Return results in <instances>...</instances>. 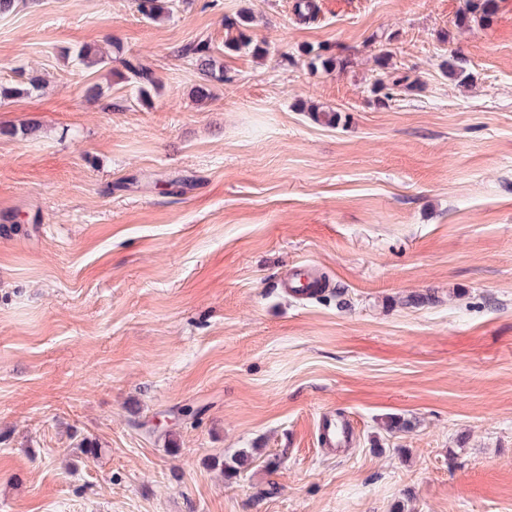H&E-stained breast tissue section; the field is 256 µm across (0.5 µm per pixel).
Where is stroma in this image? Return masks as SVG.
<instances>
[{
    "instance_id": "35a3bbf8",
    "label": "stroma",
    "mask_w": 512,
    "mask_h": 512,
    "mask_svg": "<svg viewBox=\"0 0 512 512\" xmlns=\"http://www.w3.org/2000/svg\"><path fill=\"white\" fill-rule=\"evenodd\" d=\"M296 2L0 15V82L43 83L0 103V512H512V0ZM245 12L264 55L224 47ZM385 50L419 88L382 103ZM497 0H464V8L459 16V25L471 22H489L498 8ZM210 52V47L202 41L187 49V53L191 54L195 64L204 76V82L197 85L194 89V94L198 101H206L212 97L211 82L224 81V74H220V70L216 71ZM124 71L113 70L112 75L125 82L137 83L139 93L148 97L149 89L155 86L154 72L149 63L139 57H116ZM353 428L346 419L323 416L319 422V438L326 448L349 446Z\"/></svg>"
}]
</instances>
